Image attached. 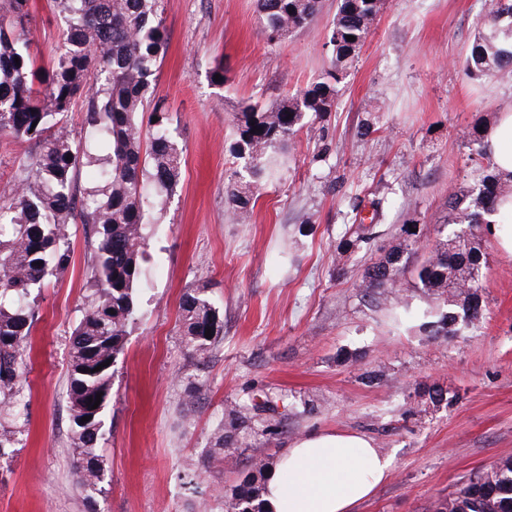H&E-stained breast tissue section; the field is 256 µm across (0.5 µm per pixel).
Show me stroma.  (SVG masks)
<instances>
[{
    "label": "stroma",
    "mask_w": 512,
    "mask_h": 512,
    "mask_svg": "<svg viewBox=\"0 0 512 512\" xmlns=\"http://www.w3.org/2000/svg\"><path fill=\"white\" fill-rule=\"evenodd\" d=\"M29 7L31 51L52 66L58 12L52 0ZM163 9L170 45L155 93L183 150L182 177L146 226L140 314L104 414V490L86 500L73 464L70 343L96 239L93 225L75 224L72 264L35 300L29 424L0 455V512H214L217 493L232 494L256 460L275 466L315 429L361 432L392 456L389 480L357 512H438L471 478L512 460V260L485 236L481 316L444 336L427 324L447 305L414 278L455 230L449 194H468L481 175L468 159L471 126H489L512 103V80L474 79L462 66L483 0H386L321 134L297 133L245 224L225 193L243 169L230 150L233 117L324 75L336 0L276 41L255 0H164ZM375 197L386 201L376 236L356 241L355 214ZM412 222L420 238L404 233ZM396 251L399 296L362 288L366 265ZM197 287L224 325L205 359L180 329L181 297ZM435 386L438 403L427 394ZM265 396L285 404L272 433L242 434L188 490L178 473L209 448L224 410Z\"/></svg>",
    "instance_id": "stroma-1"
}]
</instances>
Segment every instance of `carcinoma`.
<instances>
[{
	"label": "carcinoma",
	"instance_id": "carcinoma-1",
	"mask_svg": "<svg viewBox=\"0 0 512 512\" xmlns=\"http://www.w3.org/2000/svg\"><path fill=\"white\" fill-rule=\"evenodd\" d=\"M64 15L62 51L48 69L35 66L30 52L29 0H0V133L27 145L13 181L0 191V225L12 235L0 239V410L25 425L28 402L20 384L22 362L33 323V294L47 276L67 269L73 260L69 228L75 220L96 229L95 260L90 293L73 333L68 396L72 411L71 442L82 488L102 491L104 470L97 453L104 435V413L112 389V366L122 351L130 326L138 319L137 286L146 248L144 234L151 209L163 205L181 177L182 152L166 133L165 100L154 96L157 65L169 48L162 0H54ZM385 0H336L328 51L330 68L296 96L270 105H248L234 117L233 150L245 160L249 180L227 187L233 216L246 222L253 206L252 185L269 181L287 144L303 127L333 111L336 85L343 78L381 13ZM264 29L271 39L311 24L322 0H256ZM351 35L355 40L349 41ZM466 70L476 78H512V0H489L470 46ZM85 101V124L108 144L99 157L87 153L68 125V113ZM149 113L155 132L143 135L138 116ZM158 120H153V117ZM259 131H254V128ZM468 160L480 165L482 176L470 194L448 196L455 224H481L496 211L512 186L492 171L475 126L468 132ZM95 168V185L79 201L75 176ZM371 224L358 225L357 240L370 239L383 216V201H371ZM483 239L455 234L436 242L417 273L418 287L461 302L463 318L479 315ZM398 255L391 253L364 269L362 287L380 295L400 287ZM187 346L208 357L223 332V321L204 289H190L180 305ZM211 336H205L206 330ZM102 366L97 371L95 367ZM101 395L97 408L89 398ZM90 420L84 422L82 417ZM253 417L235 408L219 420L213 444L199 466L206 468L236 449V431L251 427ZM265 464H256L223 500L225 512H263ZM445 512H512V462L491 474L477 476L448 501Z\"/></svg>",
	"mask_w": 512,
	"mask_h": 512
}]
</instances>
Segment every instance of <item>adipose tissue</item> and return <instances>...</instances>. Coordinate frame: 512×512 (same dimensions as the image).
I'll list each match as a JSON object with an SVG mask.
<instances>
[{
    "instance_id": "1",
    "label": "adipose tissue",
    "mask_w": 512,
    "mask_h": 512,
    "mask_svg": "<svg viewBox=\"0 0 512 512\" xmlns=\"http://www.w3.org/2000/svg\"><path fill=\"white\" fill-rule=\"evenodd\" d=\"M486 141L499 178L512 182V104L502 108ZM389 455L369 436L317 430L294 439L265 482L267 512H354L385 482Z\"/></svg>"
}]
</instances>
